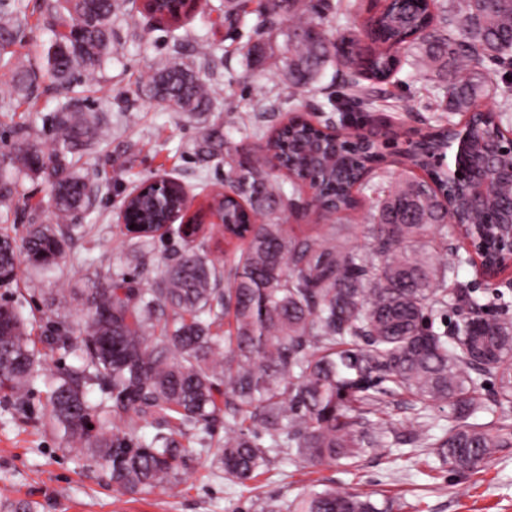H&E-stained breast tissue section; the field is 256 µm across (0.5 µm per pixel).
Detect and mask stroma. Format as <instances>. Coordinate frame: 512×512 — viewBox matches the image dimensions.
<instances>
[{"label":"stroma","mask_w":512,"mask_h":512,"mask_svg":"<svg viewBox=\"0 0 512 512\" xmlns=\"http://www.w3.org/2000/svg\"><path fill=\"white\" fill-rule=\"evenodd\" d=\"M224 0H208L174 30L149 17L141 4L128 6L112 23V59L99 82L87 93L91 110L105 116L109 133L87 151L80 166L97 191L89 209L74 214L75 230L59 266L41 270L21 265L15 282L0 287V302L14 305L41 352L38 378L20 394H0V503H23L32 512H286L288 503L310 489L336 487L382 491L395 502L396 512H512V447L501 448L477 472L457 474L443 467L427 449L413 447L407 437L419 426L442 434L451 419L448 406L433 405L418 415L413 403L390 398L386 410L405 436L389 457L368 456L358 467L325 465L304 468L276 459L255 481L242 486L224 478L206 457L193 455L180 464L176 493L129 495L116 491L101 466L85 450L64 447L61 432L49 418L47 380L61 369L77 367L70 353L50 349L45 338L53 330L78 329L82 302L89 288L124 276L136 288L153 287L166 262L180 252L179 235L155 238L143 261L130 255L135 234L121 224L125 197L142 182L168 176L187 185L198 203L208 199L211 185L224 181L228 168L213 160L200 161L193 144L201 133L214 132L234 157L258 154L262 142L254 129L270 131L293 112L326 109L347 92V75L327 68L306 91L289 89L276 63L288 46L290 24L281 21L271 40L261 41L247 22L229 27L216 9ZM332 0H311L314 15L327 35L358 33L371 0H351L348 12L336 15ZM50 40L44 28L26 30L14 55L38 74L33 100L15 93L11 74L0 68V154L17 147V127H28L44 152L53 144L46 117L68 91L47 74L43 49ZM209 41L212 55L197 58V42ZM173 61L190 65L219 95L208 110L190 117L170 111L152 91L151 75ZM460 65L437 72L424 66H404L381 94L374 123L398 134L460 122L443 103L445 85L466 77ZM401 166H380L358 192L363 206L349 216L348 244L362 251L369 244L367 208L387 194L402 175ZM51 186L37 175L20 177L14 210L6 226L23 238L28 225L53 221ZM456 281L473 289L483 303H500L502 317L512 320V288L481 284L473 265L456 267Z\"/></svg>","instance_id":"obj_1"}]
</instances>
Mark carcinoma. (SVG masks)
<instances>
[{
    "label": "carcinoma",
    "instance_id": "1",
    "mask_svg": "<svg viewBox=\"0 0 512 512\" xmlns=\"http://www.w3.org/2000/svg\"><path fill=\"white\" fill-rule=\"evenodd\" d=\"M227 0L224 18L253 16L252 31L272 36L278 21L295 18L288 55L280 69L288 87L305 90L330 65L369 82L352 101L372 109L376 89L413 54L432 66L462 63L472 57L503 64L512 59V0H461L451 30L434 27L437 0H391L374 15L376 28L365 47L356 38L332 39L320 23L306 17L307 0ZM153 14L174 28L191 17L185 0H152ZM28 0H0V67L13 73L17 94L30 98L35 72L6 50L21 40ZM124 9L119 0H43L42 25L52 33L47 69L70 89H87L112 56V18ZM159 98L180 112L212 102V87L188 66L171 62L152 76ZM483 69L446 88L450 111L474 113L476 99L497 92ZM54 134V165L47 168L34 143L6 155L0 168V223H7L21 174L47 173L56 224H32L22 245L0 234V286L15 280L20 258L47 269L65 254L63 226L74 211L92 203L88 181L77 164L87 147L102 139L96 113L69 97L47 118ZM448 142L426 137L403 161L407 175L378 199L367 219L370 243L357 252L339 241L341 229L297 238L284 225L265 222L250 231L245 252L235 261L233 278L221 288L223 269L200 248L190 247L168 261L155 288H134L119 275L87 298L84 336L47 338L51 348L74 352L81 365L60 371L48 390L49 413L64 431L67 446L89 452L112 485L127 494L172 491L180 483V460L205 455L227 479H254L271 460L297 464L353 466L367 453L390 454L398 439L384 416L388 396H407L425 409L443 403L453 420L440 436L423 427L414 436L452 471L478 469L498 448L512 447V321L482 313L470 291L448 292L444 283L455 262L437 265L429 228H445L459 211L472 224H506V211L490 212L473 199L465 181L448 180L444 170H424L431 149ZM262 149L284 157L292 187L306 177L334 203L336 221L350 211V195L364 184L374 158L346 139H337L307 120L291 117L264 137ZM204 160L237 165L238 198L212 191L211 205L224 208V228L236 232L247 212L272 214L292 204L284 183L262 158L235 160L224 155V140L204 134L196 144ZM165 204H179L177 186L167 193L150 190L130 202L132 224H160ZM465 303L474 315L435 329L437 318ZM234 334L221 336L226 309ZM164 331L155 334L159 317ZM39 352L24 321L9 303H0V392L15 393L37 377ZM494 377L491 403L479 401L485 374ZM108 390L112 405H92L86 386ZM496 415L495 428L468 419ZM133 414L127 429L110 426L112 414ZM162 415L167 431L150 441L139 435L138 419ZM224 441L207 432L221 416ZM96 417L99 429L88 428ZM196 443L184 448L178 438ZM392 500L374 493L326 487L295 499L289 512H393Z\"/></svg>",
    "mask_w": 512,
    "mask_h": 512
}]
</instances>
